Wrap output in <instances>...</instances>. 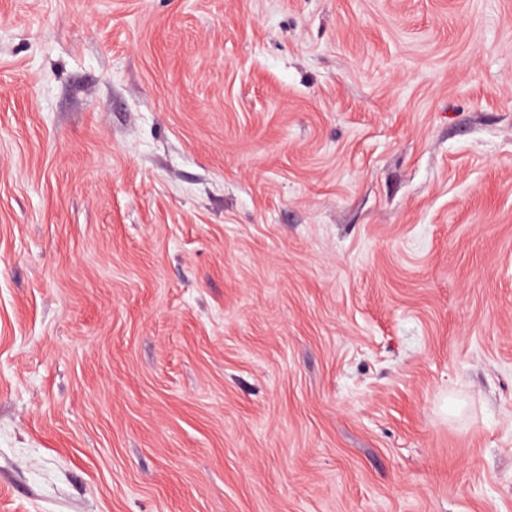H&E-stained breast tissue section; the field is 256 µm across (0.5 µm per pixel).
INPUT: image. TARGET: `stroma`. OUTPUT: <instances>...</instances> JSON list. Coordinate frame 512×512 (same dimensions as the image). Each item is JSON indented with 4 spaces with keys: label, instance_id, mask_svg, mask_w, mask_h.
<instances>
[{
    "label": "stroma",
    "instance_id": "stroma-1",
    "mask_svg": "<svg viewBox=\"0 0 512 512\" xmlns=\"http://www.w3.org/2000/svg\"><path fill=\"white\" fill-rule=\"evenodd\" d=\"M0 512H512V0H0Z\"/></svg>",
    "mask_w": 512,
    "mask_h": 512
}]
</instances>
